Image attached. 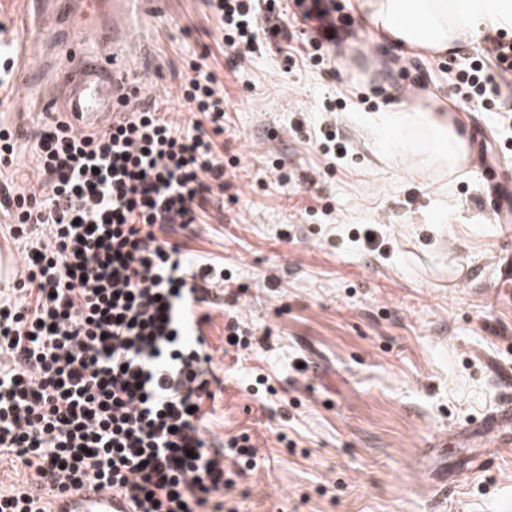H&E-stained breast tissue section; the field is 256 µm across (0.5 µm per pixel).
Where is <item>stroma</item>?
<instances>
[{
	"label": "stroma",
	"mask_w": 512,
	"mask_h": 512,
	"mask_svg": "<svg viewBox=\"0 0 512 512\" xmlns=\"http://www.w3.org/2000/svg\"><path fill=\"white\" fill-rule=\"evenodd\" d=\"M359 41L337 63L308 56L296 0H284L291 38L260 36L241 63L222 52L206 0H165L146 75L162 111L179 112L178 75L206 57L224 76V141L243 167L237 199L209 204L205 223L168 226L204 262L223 263L243 289L239 317L258 350L225 349V313L205 328L224 383L207 407L206 434H248L256 466H224L229 512H512V447L480 439V423L512 401V286L488 287L512 227L486 208L476 167L488 136L512 146V121L481 101H453L456 74L485 28L452 53L392 43L341 0ZM23 0H0L1 51L24 63L31 39ZM48 90L16 84L0 123L20 130L17 175L34 173L31 141L47 123ZM343 101L335 112L325 102ZM453 111L473 166L452 170L438 137L402 126L399 151L379 122L400 104ZM347 148L327 165L321 130ZM371 230L378 250L352 240ZM268 376L276 395L248 388ZM286 442H279L278 434ZM464 435L442 448L440 435ZM481 455L487 468L466 472Z\"/></svg>",
	"instance_id": "obj_1"
}]
</instances>
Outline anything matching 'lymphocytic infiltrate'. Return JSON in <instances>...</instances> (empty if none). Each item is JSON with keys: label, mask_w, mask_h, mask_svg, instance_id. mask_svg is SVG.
<instances>
[{"label": "lymphocytic infiltrate", "mask_w": 512, "mask_h": 512, "mask_svg": "<svg viewBox=\"0 0 512 512\" xmlns=\"http://www.w3.org/2000/svg\"><path fill=\"white\" fill-rule=\"evenodd\" d=\"M207 2L222 44L244 60L257 43L255 0ZM335 9H305L313 51L347 40ZM189 69L184 119L139 108L82 133L55 117L35 137L36 178L0 185L6 231L23 251L22 276L0 289V458L24 476L0 492V512H49L31 483L106 490L133 512H223L225 455L256 464L249 435L220 449L204 434L217 378L202 305L230 275L164 235L202 223L211 196L237 187L224 83L205 63ZM510 76L512 35L501 27L458 81L505 112Z\"/></svg>", "instance_id": "f902f5d3"}]
</instances>
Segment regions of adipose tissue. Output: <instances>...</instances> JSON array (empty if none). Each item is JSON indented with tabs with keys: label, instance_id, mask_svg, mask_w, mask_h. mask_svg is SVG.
<instances>
[{
	"label": "adipose tissue",
	"instance_id": "1",
	"mask_svg": "<svg viewBox=\"0 0 512 512\" xmlns=\"http://www.w3.org/2000/svg\"><path fill=\"white\" fill-rule=\"evenodd\" d=\"M369 23L396 43L453 52L475 27L512 22V0H356Z\"/></svg>",
	"mask_w": 512,
	"mask_h": 512
}]
</instances>
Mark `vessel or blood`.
I'll list each match as a JSON object with an SVG mask.
<instances>
[{"label":"vessel or blood","mask_w":512,"mask_h":512,"mask_svg":"<svg viewBox=\"0 0 512 512\" xmlns=\"http://www.w3.org/2000/svg\"><path fill=\"white\" fill-rule=\"evenodd\" d=\"M33 12L35 45L62 39L78 57L75 68L51 73L54 92L44 103L46 114L64 113L73 127L91 132L107 126L126 104L146 103L143 80L135 58H148L141 34L154 18L160 0H77L65 31H57L58 10L53 0H27ZM112 28L101 31L104 20ZM484 436L494 446L512 445V405L499 409L485 421ZM51 512H131L115 495L92 488L80 494L60 495L52 500Z\"/></svg>","instance_id":"1"}]
</instances>
